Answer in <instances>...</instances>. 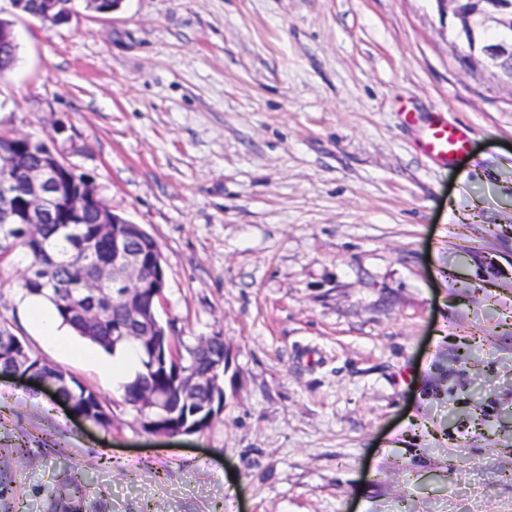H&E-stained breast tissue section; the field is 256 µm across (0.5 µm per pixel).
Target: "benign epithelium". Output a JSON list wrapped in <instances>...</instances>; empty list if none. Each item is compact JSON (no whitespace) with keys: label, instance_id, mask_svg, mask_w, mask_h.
Wrapping results in <instances>:
<instances>
[{"label":"benign epithelium","instance_id":"benign-epithelium-1","mask_svg":"<svg viewBox=\"0 0 512 512\" xmlns=\"http://www.w3.org/2000/svg\"><path fill=\"white\" fill-rule=\"evenodd\" d=\"M439 13L448 19V32L455 47L471 68L496 71L502 61L512 58V43L488 41L481 45L470 40L468 33L477 30L508 31L512 29V0H468L471 9L463 16L457 9L460 0H435ZM70 171L55 152L44 155L39 165L29 162L22 152L9 155L0 162V223L20 230V239L41 238L45 224H79L77 214L63 210L61 174ZM17 181L28 186V195L15 199L10 187ZM89 200L99 208L101 233L112 234V260L101 261L91 273H84L70 288V300L65 305L68 316L88 319L97 315L110 298L119 297L125 304V317L112 326V345L119 347L130 341L149 344L146 353L149 371L160 365V349L169 347L171 333L158 317L157 309L145 306L142 295L163 302L166 285L161 264H154L145 251L132 249L128 225L120 223L97 194ZM12 342V356L17 364L13 373L34 377L26 369L28 353L17 339ZM226 359L217 360L214 376L198 377L184 371L180 374V401L167 405L149 391L143 392L137 403V413L144 430L166 435H193L204 431L224 411V388L220 384L225 373Z\"/></svg>","mask_w":512,"mask_h":512}]
</instances>
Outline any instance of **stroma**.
I'll return each instance as SVG.
<instances>
[{
  "instance_id": "stroma-1",
  "label": "stroma",
  "mask_w": 512,
  "mask_h": 512,
  "mask_svg": "<svg viewBox=\"0 0 512 512\" xmlns=\"http://www.w3.org/2000/svg\"><path fill=\"white\" fill-rule=\"evenodd\" d=\"M75 4L17 18L0 132L153 236L162 320L224 339V413L146 432L2 263L0 319L112 417L0 376L11 495L51 512L78 465L97 512H512V87L462 63L434 0ZM437 116L468 130L446 164L419 149Z\"/></svg>"
}]
</instances>
